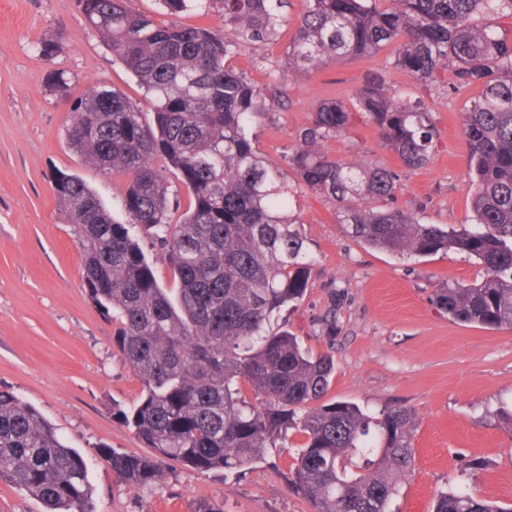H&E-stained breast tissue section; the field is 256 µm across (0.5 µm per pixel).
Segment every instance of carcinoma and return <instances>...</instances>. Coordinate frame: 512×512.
Returning a JSON list of instances; mask_svg holds the SVG:
<instances>
[{
    "label": "carcinoma",
    "instance_id": "carcinoma-1",
    "mask_svg": "<svg viewBox=\"0 0 512 512\" xmlns=\"http://www.w3.org/2000/svg\"><path fill=\"white\" fill-rule=\"evenodd\" d=\"M170 14L201 10L224 30L164 24L127 0H76L103 45L140 81L153 119L122 92L90 89L72 103L70 144L104 172L123 173L126 223L78 175L61 172L53 191L83 252L89 298L115 324L114 343L142 386L122 421L149 448L104 447L112 472L131 487L161 480L163 464L199 471L245 467L276 444L303 411L304 441L292 486L314 512H388L414 459L411 411L368 413L349 402L313 406L334 361L313 355L271 319L305 287L304 240L288 215L300 186L339 203L336 222L358 243L399 257L458 250L480 280L444 285L433 303L455 322L512 328V0H304L285 54L286 78L395 46L394 68L428 91L456 64L452 88L474 89L461 116L468 145L473 223L423 224L393 206L399 175L348 163L323 150L356 115L371 123L409 167L435 152L433 111L421 95H399L383 70L368 72L350 104H317L296 135L288 173L261 156L250 135L282 101L229 59L273 40L290 0H159ZM496 24H475V14ZM163 159L157 169L152 160ZM174 177L190 197L171 219ZM172 271L162 287L147 251ZM263 398L248 402L241 385ZM0 481L26 491L46 512H95L84 457L13 392L0 390ZM433 512H512L467 492H442Z\"/></svg>",
    "mask_w": 512,
    "mask_h": 512
}]
</instances>
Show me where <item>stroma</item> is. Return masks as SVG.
Instances as JSON below:
<instances>
[{
  "label": "stroma",
  "instance_id": "1",
  "mask_svg": "<svg viewBox=\"0 0 512 512\" xmlns=\"http://www.w3.org/2000/svg\"><path fill=\"white\" fill-rule=\"evenodd\" d=\"M302 0H291L276 42L233 58L257 83L278 79ZM55 53L39 59L42 40ZM392 48L369 61L332 64L287 83L283 102L255 129L257 149L284 164L313 107L348 100L368 69L387 67L391 86L411 80L388 65ZM67 72L68 96L93 86L121 90L144 114L151 106L137 78L102 45L75 0H0V389L12 391L49 420L88 465L97 512H195L200 501L224 512H314L290 479L303 437L289 430L242 472L224 474L170 464L160 482L125 485L98 454L109 446L144 453L121 421L141 384L113 342V325L89 298L81 246L55 200L57 172L82 177L116 220L126 178L85 165L66 137L68 96L51 90L49 74ZM452 72L426 95L436 117L438 147L410 168L371 125L325 150L349 162L397 172L399 207L425 224H467V144L461 114L469 92L453 91ZM313 262L303 295L276 313L272 326L297 336L316 354H332L335 372L325 402L349 401L376 412L403 405L414 416V464L391 512H432L446 490L512 505V431L496 417L512 406V330L465 326L439 312L443 284L482 276L464 253L441 251L400 259L358 244L336 222V204L300 189L290 203Z\"/></svg>",
  "mask_w": 512,
  "mask_h": 512
}]
</instances>
